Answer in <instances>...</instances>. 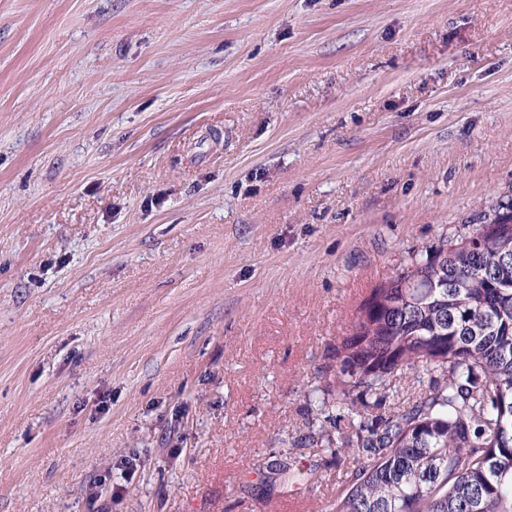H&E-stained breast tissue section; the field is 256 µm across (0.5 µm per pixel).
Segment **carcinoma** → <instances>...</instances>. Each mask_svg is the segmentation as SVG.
Listing matches in <instances>:
<instances>
[{
  "label": "carcinoma",
  "instance_id": "carcinoma-1",
  "mask_svg": "<svg viewBox=\"0 0 512 512\" xmlns=\"http://www.w3.org/2000/svg\"><path fill=\"white\" fill-rule=\"evenodd\" d=\"M499 209L359 306L328 383L351 429L330 452L354 464L327 512H512V203ZM405 369L426 388L374 414Z\"/></svg>",
  "mask_w": 512,
  "mask_h": 512
}]
</instances>
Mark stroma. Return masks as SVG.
Here are the masks:
<instances>
[{"label": "stroma", "mask_w": 512, "mask_h": 512, "mask_svg": "<svg viewBox=\"0 0 512 512\" xmlns=\"http://www.w3.org/2000/svg\"><path fill=\"white\" fill-rule=\"evenodd\" d=\"M511 200L512 0H0V512H324L359 305Z\"/></svg>", "instance_id": "stroma-1"}]
</instances>
